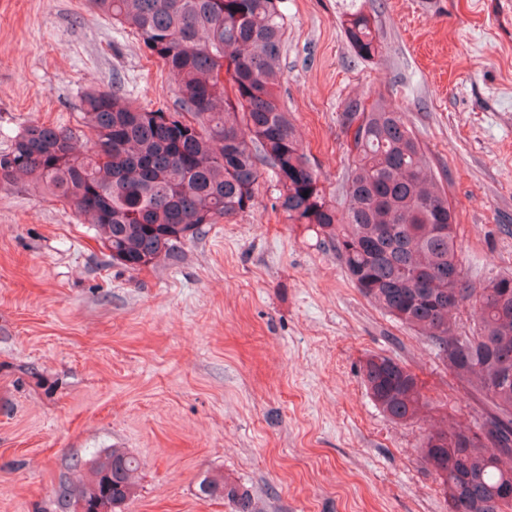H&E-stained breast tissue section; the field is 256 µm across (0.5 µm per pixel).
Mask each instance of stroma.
Segmentation results:
<instances>
[{
	"instance_id": "stroma-1",
	"label": "stroma",
	"mask_w": 512,
	"mask_h": 512,
	"mask_svg": "<svg viewBox=\"0 0 512 512\" xmlns=\"http://www.w3.org/2000/svg\"><path fill=\"white\" fill-rule=\"evenodd\" d=\"M350 0H283L278 96L327 196L341 201L351 101L401 112L452 204L464 272L512 273V0H380L383 50L354 57ZM120 88L148 109L175 83L88 0H0V152L31 122L81 132V96ZM254 204L130 270L72 207L25 176L0 183V512H58L92 454L140 463L123 512H234L205 475L263 512H448L419 446L386 419L372 354L406 364L449 422L481 404L427 340L347 278L330 244ZM198 492L203 498L227 499L235 512H262L248 489L226 478L205 476L198 484Z\"/></svg>"
}]
</instances>
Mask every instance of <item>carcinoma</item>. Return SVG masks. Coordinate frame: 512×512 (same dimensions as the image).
I'll list each match as a JSON object with an SVG mask.
<instances>
[{
	"label": "carcinoma",
	"instance_id": "1",
	"mask_svg": "<svg viewBox=\"0 0 512 512\" xmlns=\"http://www.w3.org/2000/svg\"><path fill=\"white\" fill-rule=\"evenodd\" d=\"M130 29L178 83L171 109L146 110L119 90L83 95L81 150L71 130L35 123L0 153V181L32 176L51 197L90 218L112 260L136 270L158 261L206 224L253 205L258 164L280 185L275 205L294 224L333 244L347 276L374 305L424 336L453 377L486 401L485 411L453 430L423 438L425 463L443 486L448 512H512V274L477 287L465 275L444 188L400 113L355 101L345 114L353 165L345 207L329 204L276 94L285 15L281 0H90ZM356 58L381 53L372 12L352 5L342 21ZM308 197H303V193ZM471 309L468 333L457 331ZM361 374L375 405L392 422L433 412L417 375L397 359L371 355ZM491 439L483 442L475 430ZM458 439L448 448L440 441ZM80 485L59 488L60 512L82 503L99 512L134 496L137 459L114 449L93 455ZM203 498H224L235 512H261L248 489L206 476Z\"/></svg>",
	"mask_w": 512,
	"mask_h": 512
}]
</instances>
